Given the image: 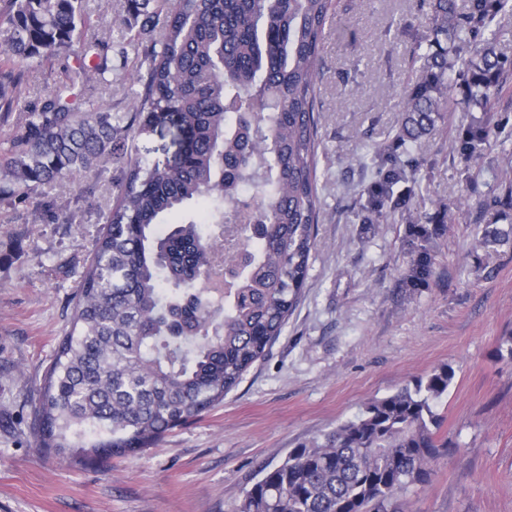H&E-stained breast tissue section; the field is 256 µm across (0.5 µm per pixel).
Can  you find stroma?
<instances>
[{
  "label": "stroma",
  "instance_id": "35a3bbf8",
  "mask_svg": "<svg viewBox=\"0 0 512 512\" xmlns=\"http://www.w3.org/2000/svg\"><path fill=\"white\" fill-rule=\"evenodd\" d=\"M318 84L321 222L302 299L281 336L222 404L168 431L156 447L85 467L37 448L29 425L39 384L70 326L78 274L117 193L116 164L56 184L49 195L0 203V512H232L256 472L352 419L370 401L442 365L455 377L437 406L455 445L430 482L401 496L403 512H512V244L476 246L478 204L512 177V90L493 107L505 142L465 161L452 145L474 115L437 121L417 154L412 213L385 224L356 214L372 171L358 159L401 125L417 74L411 54L429 28L426 0H334ZM83 8L128 48L125 71L92 82L81 111L130 112L141 51L129 43L125 0ZM75 52L38 62L20 88L39 100ZM174 122L130 138L150 161L171 158ZM68 223H53L47 200ZM440 226L425 287L406 284L413 225Z\"/></svg>",
  "mask_w": 512,
  "mask_h": 512
}]
</instances>
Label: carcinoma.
<instances>
[{
    "label": "carcinoma",
    "mask_w": 512,
    "mask_h": 512,
    "mask_svg": "<svg viewBox=\"0 0 512 512\" xmlns=\"http://www.w3.org/2000/svg\"><path fill=\"white\" fill-rule=\"evenodd\" d=\"M512 0H432L427 49L403 100L398 144L419 150L444 112L455 63L464 61L466 110L483 112L455 148L465 159L499 134L488 112L508 69L486 36ZM133 40L151 41L143 92L129 121L82 112L78 89L112 70V44L92 29L82 0H0V201L42 194L121 164L115 206L79 274L70 329L58 341L34 408L37 446L80 464L157 445L169 430L224 401L264 357L297 307L320 220L316 84L332 0H127ZM158 40H152L155 31ZM75 67L31 105L19 93L27 69L74 44ZM157 112L190 136L179 161L159 167L127 141ZM384 191L362 223L406 211L414 189L393 147H367ZM252 191L243 205L240 192ZM484 247L512 241V225L476 227ZM245 265L224 285L218 312L203 274ZM418 250L408 285L426 282ZM455 377L449 365L368 403L354 418L259 472L232 512H400L398 496L429 482L451 448L436 406Z\"/></svg>",
    "instance_id": "carcinoma-1"
}]
</instances>
